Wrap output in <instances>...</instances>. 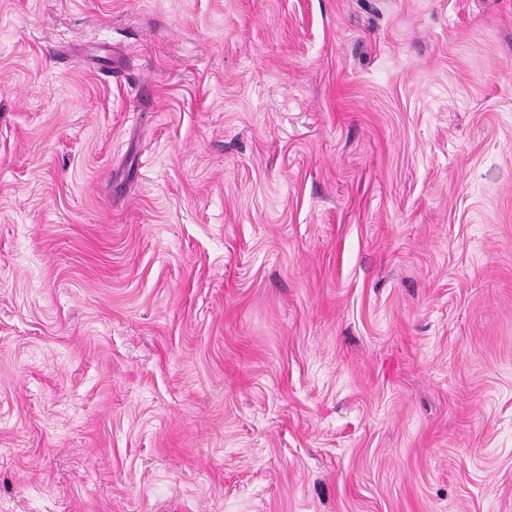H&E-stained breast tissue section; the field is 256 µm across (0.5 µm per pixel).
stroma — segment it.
Segmentation results:
<instances>
[{"label":"stroma","mask_w":512,"mask_h":512,"mask_svg":"<svg viewBox=\"0 0 512 512\" xmlns=\"http://www.w3.org/2000/svg\"><path fill=\"white\" fill-rule=\"evenodd\" d=\"M0 512H512V0H0Z\"/></svg>","instance_id":"1"}]
</instances>
